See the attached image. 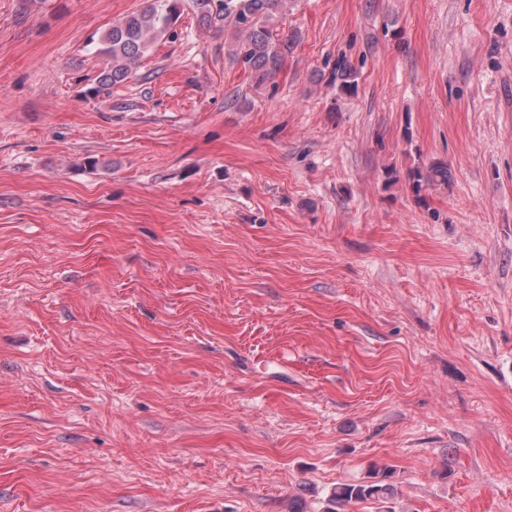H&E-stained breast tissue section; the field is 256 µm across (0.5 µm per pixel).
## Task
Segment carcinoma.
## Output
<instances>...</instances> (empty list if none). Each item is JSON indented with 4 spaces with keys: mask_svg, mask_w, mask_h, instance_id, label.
Segmentation results:
<instances>
[{
    "mask_svg": "<svg viewBox=\"0 0 512 512\" xmlns=\"http://www.w3.org/2000/svg\"><path fill=\"white\" fill-rule=\"evenodd\" d=\"M183 0H147L137 13L112 23L92 47L94 57L102 60L95 85L88 93L94 97L108 95L112 87L125 83L135 73L150 46L157 40L175 37ZM290 0H193L203 20L223 23L235 35L233 62L257 85L275 77L288 54L293 51L294 36L284 34L275 19L286 15ZM332 82L338 90L355 89L357 72L349 59L341 56L333 63ZM408 179L415 191L433 182L448 181V167L431 163L408 169ZM393 469L374 465L363 480L338 484L327 496L324 512H348V508L368 501L383 502L394 494Z\"/></svg>",
    "mask_w": 512,
    "mask_h": 512,
    "instance_id": "cac0c4a2",
    "label": "carcinoma"
}]
</instances>
